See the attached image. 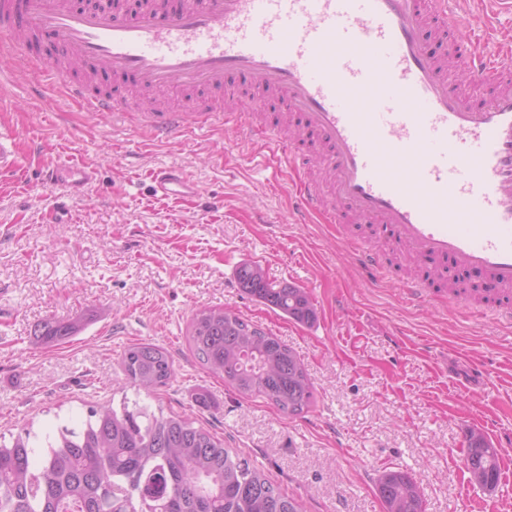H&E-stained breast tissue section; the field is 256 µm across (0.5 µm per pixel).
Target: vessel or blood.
Returning <instances> with one entry per match:
<instances>
[{
	"instance_id": "vessel-or-blood-1",
	"label": "vessel or blood",
	"mask_w": 512,
	"mask_h": 512,
	"mask_svg": "<svg viewBox=\"0 0 512 512\" xmlns=\"http://www.w3.org/2000/svg\"><path fill=\"white\" fill-rule=\"evenodd\" d=\"M469 15L447 0H142L134 16L75 9L67 0H0V35L24 60L32 95L59 83L65 100L94 115L121 100L94 91L109 76L138 89L189 92L186 105L136 110L158 139L204 132L214 115L198 95L237 83L249 105L224 126L262 141L264 167L301 173L297 223H341L352 213L385 225L414 260L452 259L499 289L512 288V62L449 40ZM299 119L322 150L329 191L278 123H255L266 97ZM72 188L80 167L43 173ZM156 192L197 195L178 167L152 173ZM371 280L376 252L349 242ZM426 306L425 280L399 285Z\"/></svg>"
}]
</instances>
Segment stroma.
Returning <instances> with one entry per match:
<instances>
[{"mask_svg":"<svg viewBox=\"0 0 512 512\" xmlns=\"http://www.w3.org/2000/svg\"><path fill=\"white\" fill-rule=\"evenodd\" d=\"M469 42L493 28L512 57V11L468 0ZM20 164L0 174V436L80 426L90 407L138 401L188 414L250 456L302 512H383L376 480L387 469L417 483L424 512H512V326L477 302L449 308L436 286L423 308L398 283L402 246L382 229L293 221L292 182L255 166L259 145L223 125L158 141L121 117H91L57 92L31 96L23 72L0 74V132ZM95 172L80 195L48 186L51 165ZM179 167L199 185L187 200L155 195L154 169ZM386 255L375 285L346 239ZM260 265L274 285L305 289L310 324L294 322L239 287L237 268ZM224 308L295 350L315 383L308 411L288 415L212 375L188 343L193 314ZM81 317L83 330L54 347L35 332ZM151 342L177 371L153 393L136 390L119 357ZM497 445V486L473 485L468 438Z\"/></svg>","mask_w":512,"mask_h":512,"instance_id":"35a3bbf8","label":"stroma"}]
</instances>
